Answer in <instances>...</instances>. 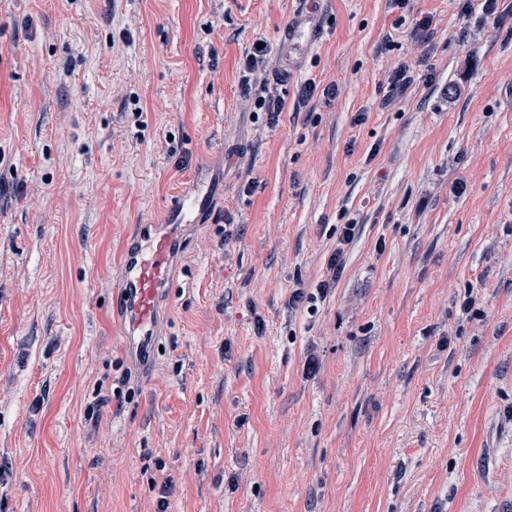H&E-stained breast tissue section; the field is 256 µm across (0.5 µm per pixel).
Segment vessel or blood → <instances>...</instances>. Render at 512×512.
I'll use <instances>...</instances> for the list:
<instances>
[{
    "instance_id": "obj_1",
    "label": "vessel or blood",
    "mask_w": 512,
    "mask_h": 512,
    "mask_svg": "<svg viewBox=\"0 0 512 512\" xmlns=\"http://www.w3.org/2000/svg\"><path fill=\"white\" fill-rule=\"evenodd\" d=\"M288 43L293 54L309 53L314 43L313 27L295 26ZM202 207L200 194L183 196L173 206L167 224L155 232L144 233V246L126 249L123 254L120 288L125 300L124 334L129 353L137 358L151 357L156 346V307L160 295L172 281L177 229L179 225L192 223L195 213Z\"/></svg>"
}]
</instances>
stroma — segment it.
Instances as JSON below:
<instances>
[{
	"label": "stroma",
	"instance_id": "obj_1",
	"mask_svg": "<svg viewBox=\"0 0 512 512\" xmlns=\"http://www.w3.org/2000/svg\"><path fill=\"white\" fill-rule=\"evenodd\" d=\"M260 41L275 123L241 85ZM200 182L159 349L130 357L123 251ZM350 221L335 288L289 306ZM163 497L512 512V0H0V512ZM288 50L295 55L309 53L314 43V27L306 25L295 26L288 35ZM411 72L409 65H401L393 71L389 78V92L383 101L384 107H388L401 100V97L414 82Z\"/></svg>",
	"mask_w": 512,
	"mask_h": 512
}]
</instances>
